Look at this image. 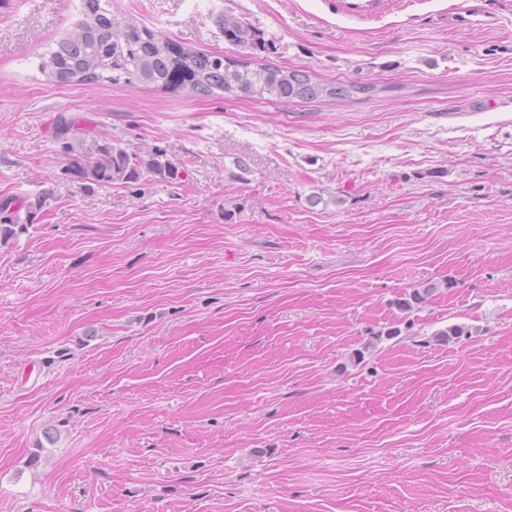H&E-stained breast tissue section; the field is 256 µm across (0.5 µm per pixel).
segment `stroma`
<instances>
[{
    "label": "stroma",
    "instance_id": "obj_1",
    "mask_svg": "<svg viewBox=\"0 0 512 512\" xmlns=\"http://www.w3.org/2000/svg\"><path fill=\"white\" fill-rule=\"evenodd\" d=\"M357 2L112 0L379 88L283 103L48 82L79 0H0V196H49L0 241V512H512V0ZM62 113L180 179L85 188ZM216 24L224 33V39L232 45L246 47L255 41V29L240 17L229 14L217 16Z\"/></svg>",
    "mask_w": 512,
    "mask_h": 512
}]
</instances>
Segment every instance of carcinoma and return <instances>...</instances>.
<instances>
[{
    "instance_id": "carcinoma-1",
    "label": "carcinoma",
    "mask_w": 512,
    "mask_h": 512,
    "mask_svg": "<svg viewBox=\"0 0 512 512\" xmlns=\"http://www.w3.org/2000/svg\"><path fill=\"white\" fill-rule=\"evenodd\" d=\"M83 18L58 43L57 49L40 56L39 69L53 83L95 85L119 82L135 88L140 84L161 89L187 85L200 96L221 91L237 97L274 99L283 102L348 100L357 94L371 95L376 87L360 82H318L301 70L245 64L229 67L226 56L186 49L162 33L123 21L112 13V0H82ZM224 39L246 47L255 41V29L243 19L226 14L216 18ZM62 152L73 157V172L88 187H126L150 177L175 180L179 169L164 150L146 155L131 153L107 138L91 135L79 120L61 115L54 128ZM44 194L28 205L13 197L0 199V237L7 241L26 230L20 222L22 208L43 209ZM440 285L425 283L398 301L410 310L428 301Z\"/></svg>"
}]
</instances>
